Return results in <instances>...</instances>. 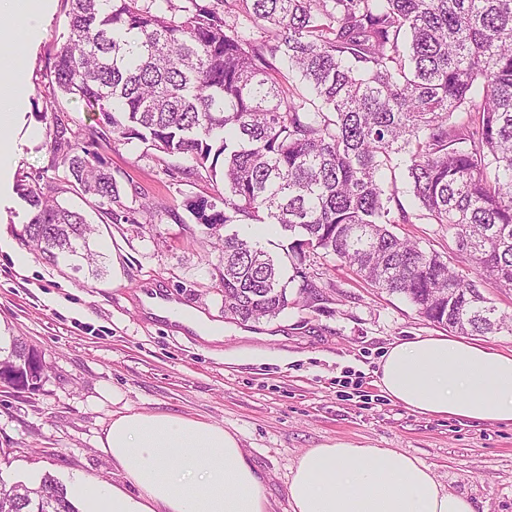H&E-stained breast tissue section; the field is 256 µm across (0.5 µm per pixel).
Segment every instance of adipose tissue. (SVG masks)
<instances>
[{
    "mask_svg": "<svg viewBox=\"0 0 512 512\" xmlns=\"http://www.w3.org/2000/svg\"><path fill=\"white\" fill-rule=\"evenodd\" d=\"M20 66L0 70V183L13 144L4 136L27 110ZM377 384L423 415L512 423V352L453 338L396 343ZM99 446L124 486L77 484L85 512H269L267 478L223 426L185 416L114 414ZM290 512H474L419 458L345 442L312 448L288 473Z\"/></svg>",
    "mask_w": 512,
    "mask_h": 512,
    "instance_id": "1",
    "label": "adipose tissue"
}]
</instances>
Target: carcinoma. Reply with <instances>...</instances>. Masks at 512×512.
Masks as SVG:
<instances>
[{
    "label": "carcinoma",
    "instance_id": "cac0c4a2",
    "mask_svg": "<svg viewBox=\"0 0 512 512\" xmlns=\"http://www.w3.org/2000/svg\"><path fill=\"white\" fill-rule=\"evenodd\" d=\"M68 36L50 70L100 133L150 144L224 183V208L188 204L198 223L276 224L289 264L259 241L224 235V308L276 318L320 293L305 271L320 252L374 288L411 302L450 333H488L506 316L479 283L512 288V0H70ZM258 38L228 23L236 7ZM298 77L299 83L290 78ZM456 113L467 118L452 120ZM47 136L72 190L113 224L131 222L94 136L56 115ZM421 214L392 208L397 163ZM25 241L49 263L99 276L93 228L20 183ZM455 230L453 255L398 237L413 218ZM462 259L474 274H459ZM458 289L448 308V289ZM0 338V367L28 390L23 358ZM0 512H79L52 475L0 489Z\"/></svg>",
    "mask_w": 512,
    "mask_h": 512
}]
</instances>
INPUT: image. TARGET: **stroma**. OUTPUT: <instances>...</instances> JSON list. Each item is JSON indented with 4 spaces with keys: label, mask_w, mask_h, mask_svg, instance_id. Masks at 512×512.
I'll list each match as a JSON object with an SVG mask.
<instances>
[{
    "label": "stroma",
    "mask_w": 512,
    "mask_h": 512,
    "mask_svg": "<svg viewBox=\"0 0 512 512\" xmlns=\"http://www.w3.org/2000/svg\"><path fill=\"white\" fill-rule=\"evenodd\" d=\"M49 4L25 47L30 106L11 130V178L0 188V336L34 347L46 372L32 394L0 387V478L47 473L66 487L120 483L99 438L114 413L130 408L216 423L237 435L270 476L272 512L288 508V471L298 455L335 441L416 456L476 512H512V423L422 415L376 384L391 342L446 334L411 303L318 257L308 268L321 288L318 301L273 319L234 322L224 316V230L198 223L187 208L200 197H222L221 180L189 172L183 157L108 136L94 150L132 223H103L90 199L59 181L46 135L53 114L76 132L97 121L78 96L52 92L47 73L66 40L70 4ZM52 100L53 114L46 110ZM34 178L98 225L101 277L50 264L23 244L30 213L16 185ZM395 232L443 254L455 246L453 230L420 218ZM156 291L204 315L211 337L152 316L144 298ZM235 351L240 362L225 363V353Z\"/></svg>",
    "instance_id": "35a3bbf8"
}]
</instances>
